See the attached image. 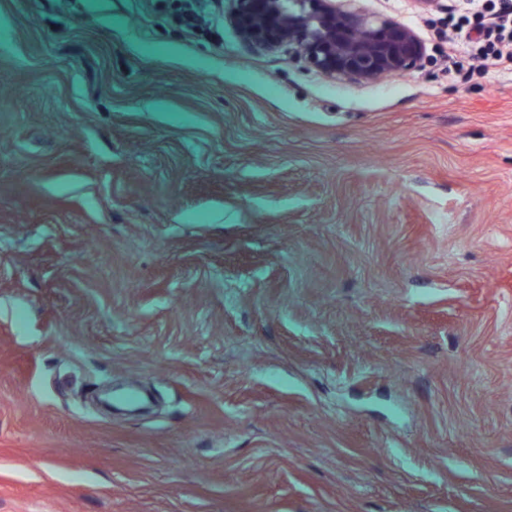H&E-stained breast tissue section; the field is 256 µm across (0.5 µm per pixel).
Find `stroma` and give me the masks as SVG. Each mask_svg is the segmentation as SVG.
Returning a JSON list of instances; mask_svg holds the SVG:
<instances>
[{
	"label": "stroma",
	"instance_id": "1",
	"mask_svg": "<svg viewBox=\"0 0 512 512\" xmlns=\"http://www.w3.org/2000/svg\"><path fill=\"white\" fill-rule=\"evenodd\" d=\"M332 80L229 0H0V512H512V79Z\"/></svg>",
	"mask_w": 512,
	"mask_h": 512
}]
</instances>
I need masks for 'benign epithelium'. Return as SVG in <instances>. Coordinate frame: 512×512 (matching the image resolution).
Returning <instances> with one entry per match:
<instances>
[{
	"label": "benign epithelium",
	"mask_w": 512,
	"mask_h": 512,
	"mask_svg": "<svg viewBox=\"0 0 512 512\" xmlns=\"http://www.w3.org/2000/svg\"><path fill=\"white\" fill-rule=\"evenodd\" d=\"M336 0H233L241 40L264 51L288 49L315 72L373 83L423 65L425 46L408 26Z\"/></svg>",
	"instance_id": "obj_1"
}]
</instances>
